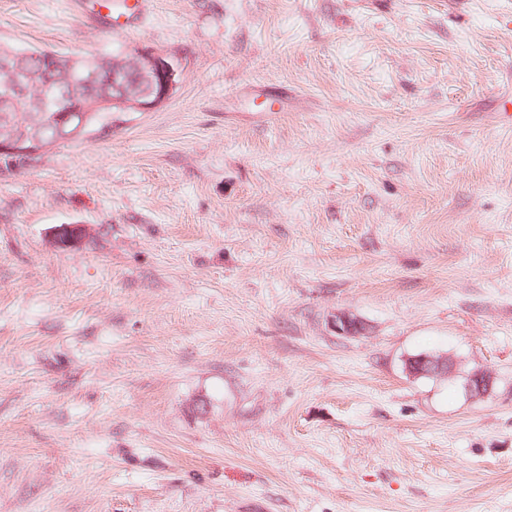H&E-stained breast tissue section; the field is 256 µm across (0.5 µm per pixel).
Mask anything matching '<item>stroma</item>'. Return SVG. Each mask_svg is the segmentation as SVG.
I'll use <instances>...</instances> for the list:
<instances>
[{
	"label": "stroma",
	"mask_w": 512,
	"mask_h": 512,
	"mask_svg": "<svg viewBox=\"0 0 512 512\" xmlns=\"http://www.w3.org/2000/svg\"><path fill=\"white\" fill-rule=\"evenodd\" d=\"M141 45L170 100L0 171V512H512V0H0ZM406 370L411 376H447L451 367L442 356L420 355L409 360Z\"/></svg>",
	"instance_id": "35a3bbf8"
}]
</instances>
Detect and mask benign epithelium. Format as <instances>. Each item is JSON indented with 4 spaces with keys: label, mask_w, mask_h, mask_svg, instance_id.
Returning a JSON list of instances; mask_svg holds the SVG:
<instances>
[{
    "label": "benign epithelium",
    "mask_w": 512,
    "mask_h": 512,
    "mask_svg": "<svg viewBox=\"0 0 512 512\" xmlns=\"http://www.w3.org/2000/svg\"><path fill=\"white\" fill-rule=\"evenodd\" d=\"M141 82V89L130 93L117 81H112V94L89 99L76 91V86L88 80L99 78L95 69L96 58L87 56H55L53 67L68 72L69 83L65 87L45 89L56 99V106L42 111H52L47 119L55 132L53 137L43 135L42 128L22 134L14 132L0 133V167L4 163L16 167L20 159L32 164L53 147L71 141L85 140L106 131L98 128L96 119L100 112H147L169 100L180 81L178 63L171 57L157 52L150 46L142 45L133 50L119 52ZM31 56L29 51L12 50L0 57V72L6 78L0 82V102L7 105L26 93L24 78L25 61ZM87 229L80 224L64 225L56 229L54 237L57 243L68 246L80 241ZM362 323L354 318L340 314L336 316V333L343 336L362 334ZM406 370L411 376H446L451 367L442 356L420 355L409 360ZM491 387V377L487 373H475L468 379L466 392L473 398L483 397Z\"/></svg>",
    "instance_id": "7a95c632"
}]
</instances>
